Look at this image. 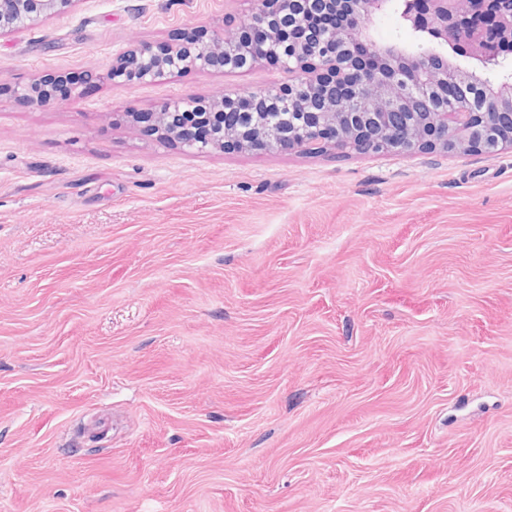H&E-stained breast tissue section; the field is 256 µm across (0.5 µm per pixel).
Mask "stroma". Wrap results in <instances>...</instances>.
I'll use <instances>...</instances> for the list:
<instances>
[{
  "instance_id": "stroma-1",
  "label": "stroma",
  "mask_w": 512,
  "mask_h": 512,
  "mask_svg": "<svg viewBox=\"0 0 512 512\" xmlns=\"http://www.w3.org/2000/svg\"><path fill=\"white\" fill-rule=\"evenodd\" d=\"M251 0H75L0 81ZM279 65L0 93V512H512V150L191 153L128 124Z\"/></svg>"
}]
</instances>
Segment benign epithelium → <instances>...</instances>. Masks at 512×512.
<instances>
[{
	"mask_svg": "<svg viewBox=\"0 0 512 512\" xmlns=\"http://www.w3.org/2000/svg\"><path fill=\"white\" fill-rule=\"evenodd\" d=\"M74 0H0V33L35 25L66 11ZM397 0H253L251 14L235 30H214L209 37L192 34L161 55L146 44L127 50L105 73L87 70L71 83V95L83 86L107 79L114 84H145L165 70L210 68L225 72L248 70L257 63L243 43V33L269 20L275 34L271 57L293 71L294 79L279 90L283 107L294 93L305 98L300 111L283 112L270 124L261 114L270 107L255 93L259 108L237 111L239 98L223 94L198 100L207 108L204 120L230 109L234 125L205 141L201 151L242 149H301L321 142L337 150L360 153L441 151L494 155L512 150V0H495L489 24L463 20L465 0H422L405 5L403 24L418 39L417 47L379 42L378 18ZM466 59L462 67L448 60L447 49ZM357 71L351 109L336 105L335 89L343 77ZM60 75L45 74L17 85L13 92L40 104L64 105L54 96ZM476 94L475 104L448 106V83ZM409 110L406 132L396 138L376 128L382 110ZM192 113L180 102H165L152 113L151 126L160 139L184 143L181 129Z\"/></svg>",
	"mask_w": 512,
	"mask_h": 512,
	"instance_id": "7a95c632",
	"label": "benign epithelium"
}]
</instances>
